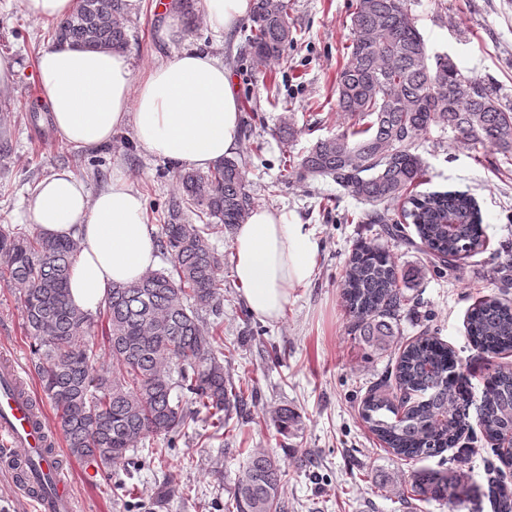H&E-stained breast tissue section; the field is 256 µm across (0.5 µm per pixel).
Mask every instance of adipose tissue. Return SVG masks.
<instances>
[{
  "label": "adipose tissue",
  "mask_w": 512,
  "mask_h": 512,
  "mask_svg": "<svg viewBox=\"0 0 512 512\" xmlns=\"http://www.w3.org/2000/svg\"><path fill=\"white\" fill-rule=\"evenodd\" d=\"M251 8L252 0H197L199 15L217 33L234 31ZM36 79L59 138L76 148L97 150L128 126L145 155L201 171L237 148V94L223 61L210 52L186 49L137 76L122 52L61 44L40 54ZM28 212L40 232L79 238L69 300L82 311L95 312L113 286L138 281L158 263L143 196L123 169L94 192L71 170H55L36 186ZM313 255L304 225L253 208L232 241L234 276L252 314L277 320L292 290L311 279Z\"/></svg>",
  "instance_id": "obj_1"
}]
</instances>
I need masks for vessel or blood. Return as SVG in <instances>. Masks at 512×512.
Masks as SVG:
<instances>
[{"label": "vessel or blood", "mask_w": 512, "mask_h": 512, "mask_svg": "<svg viewBox=\"0 0 512 512\" xmlns=\"http://www.w3.org/2000/svg\"><path fill=\"white\" fill-rule=\"evenodd\" d=\"M0 379V458L8 461L12 480L35 512H76L72 487L57 477L56 459L46 452L44 422L33 417L26 398L8 390L16 382L14 365L0 367Z\"/></svg>", "instance_id": "obj_1"}]
</instances>
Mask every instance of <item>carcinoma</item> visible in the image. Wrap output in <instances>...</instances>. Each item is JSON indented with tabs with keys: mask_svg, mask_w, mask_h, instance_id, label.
<instances>
[{
	"mask_svg": "<svg viewBox=\"0 0 512 512\" xmlns=\"http://www.w3.org/2000/svg\"><path fill=\"white\" fill-rule=\"evenodd\" d=\"M352 8L354 37L336 78L337 107L350 123L300 158L288 157L287 173L329 177L367 205L345 214L346 224H376L392 239L405 238L404 225H414L433 267L452 272L462 256L484 248L481 211L465 191L420 190L430 175L414 139L442 124L470 143L476 161L487 147L512 155V102L450 58L430 57L408 0H355ZM131 11L132 0H81L57 21L54 42L123 51L130 42L123 19ZM245 41L258 66L294 42L282 0H253ZM243 166L232 156L206 173L179 174L182 196L157 236L173 269L149 270L136 283L113 287L104 306V336L115 360L110 372L94 365L90 337L97 320L69 301L79 240L0 228V279L19 286L35 370L71 456L106 469L151 435H178L202 414L223 429L232 410L247 405L244 385L224 370L234 351L224 350L218 328L208 330L203 321L224 297L223 258L210 240L245 223L253 207ZM185 204L208 222H179ZM419 277L417 270L398 269L386 249L358 243L342 285L350 331L388 350L401 314L415 308L405 288ZM467 334L490 358L512 350V304L491 295L478 299L467 315ZM393 376L394 383L377 387L391 386L413 402L404 406L394 394L373 392L363 401L362 417L400 459L454 447L470 428L472 407L489 441L512 428L511 366L488 369L474 405L455 352L426 330L399 353ZM274 424L288 434L298 429L299 416L284 407ZM487 472L488 494L497 512H505L512 485L492 476L493 465ZM408 482L413 496L425 500L453 504L477 494L470 477L454 471L419 469ZM283 486L280 460L254 451L225 512H285Z\"/></svg>",
	"mask_w": 512,
	"mask_h": 512,
	"instance_id": "1",
	"label": "carcinoma"
}]
</instances>
